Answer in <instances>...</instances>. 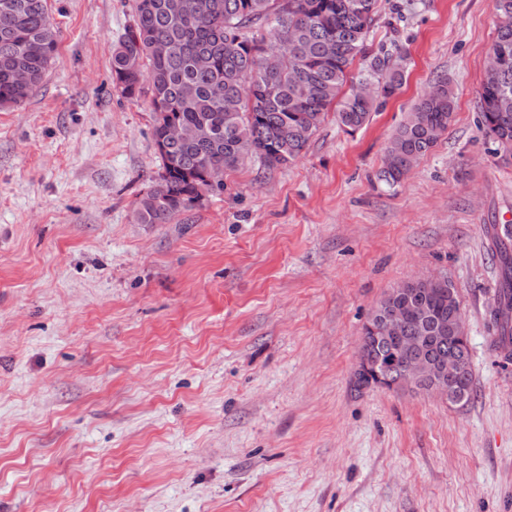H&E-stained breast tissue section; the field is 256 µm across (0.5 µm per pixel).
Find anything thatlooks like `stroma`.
I'll return each instance as SVG.
<instances>
[{
  "mask_svg": "<svg viewBox=\"0 0 512 512\" xmlns=\"http://www.w3.org/2000/svg\"><path fill=\"white\" fill-rule=\"evenodd\" d=\"M133 0H48L58 55L0 108V512H512V362L488 330L512 161L478 128L491 0H380L405 82L354 133L224 174L138 224L160 168L149 95L112 83ZM447 78V131L395 188L385 148ZM454 285L474 391L352 384L392 288Z\"/></svg>",
  "mask_w": 512,
  "mask_h": 512,
  "instance_id": "obj_1",
  "label": "stroma"
}]
</instances>
